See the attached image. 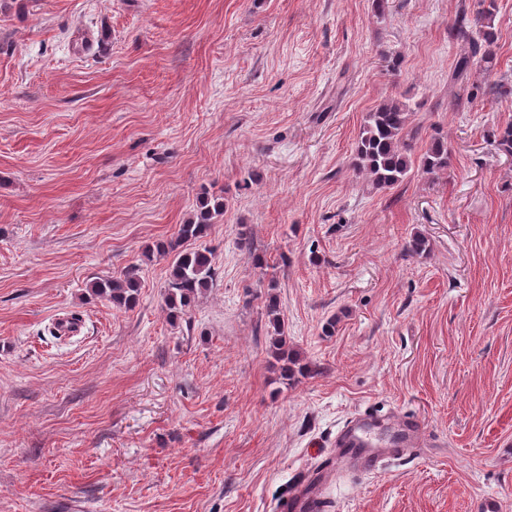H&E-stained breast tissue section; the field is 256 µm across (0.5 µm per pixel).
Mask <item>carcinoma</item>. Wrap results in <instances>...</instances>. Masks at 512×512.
Listing matches in <instances>:
<instances>
[{
    "instance_id": "cac0c4a2",
    "label": "carcinoma",
    "mask_w": 512,
    "mask_h": 512,
    "mask_svg": "<svg viewBox=\"0 0 512 512\" xmlns=\"http://www.w3.org/2000/svg\"><path fill=\"white\" fill-rule=\"evenodd\" d=\"M486 4L474 18L461 14L451 27L452 36L464 44L454 63L452 79L459 86L479 87L471 81L473 67L484 74L495 68V34L493 21L496 0H483ZM417 131L411 127V108L398 98L383 100L369 112L360 133L352 161L354 172L363 177L374 189H389L403 182L411 168L412 142ZM494 142L504 153L512 155V123L492 132ZM448 146L440 138L420 157L418 169L430 176L448 170ZM224 212V202L204 203L184 224L179 226L175 240L156 246L158 255L170 258L169 278L164 297L168 316L172 320L182 317L190 304L204 294L211 285L212 263L210 253L189 248L187 243L207 237L213 219ZM91 292L109 300L116 307H130L136 301L138 281L130 270L118 277L99 279L90 283ZM267 334L278 360L283 362L286 379L295 381L310 373L298 351L290 348L284 335V325L277 298L268 297L265 305Z\"/></svg>"
}]
</instances>
